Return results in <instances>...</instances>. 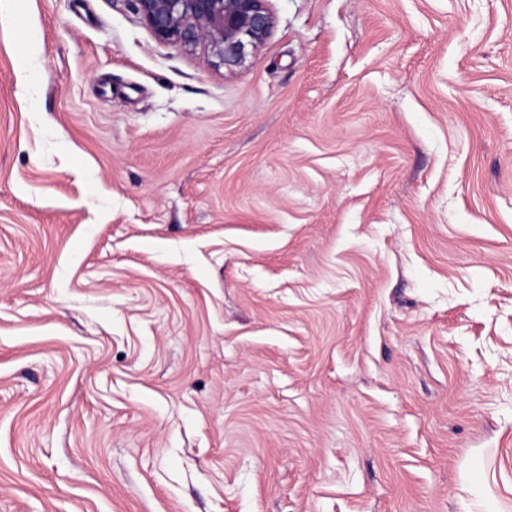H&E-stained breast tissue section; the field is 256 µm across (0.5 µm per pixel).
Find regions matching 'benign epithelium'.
<instances>
[{
    "label": "benign epithelium",
    "instance_id": "1",
    "mask_svg": "<svg viewBox=\"0 0 512 512\" xmlns=\"http://www.w3.org/2000/svg\"><path fill=\"white\" fill-rule=\"evenodd\" d=\"M162 42L203 46L210 63L233 72L261 48L273 27L267 0H134Z\"/></svg>",
    "mask_w": 512,
    "mask_h": 512
}]
</instances>
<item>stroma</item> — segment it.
<instances>
[{"label":"stroma","instance_id":"1","mask_svg":"<svg viewBox=\"0 0 512 512\" xmlns=\"http://www.w3.org/2000/svg\"><path fill=\"white\" fill-rule=\"evenodd\" d=\"M267 6L0 0V512H512V0ZM162 42L202 45L210 63L234 72L261 48L273 27L267 0H133Z\"/></svg>","mask_w":512,"mask_h":512}]
</instances>
